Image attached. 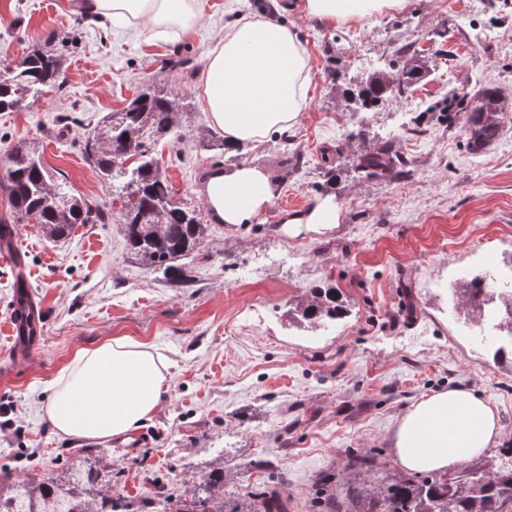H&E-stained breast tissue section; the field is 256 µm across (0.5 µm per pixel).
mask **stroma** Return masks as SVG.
<instances>
[{"label":"stroma","mask_w":512,"mask_h":512,"mask_svg":"<svg viewBox=\"0 0 512 512\" xmlns=\"http://www.w3.org/2000/svg\"><path fill=\"white\" fill-rule=\"evenodd\" d=\"M254 2L203 0L196 33L172 43L122 21L101 23L84 6L65 13L54 0H0V60L41 47L60 55L65 70L61 89L0 112V167L15 142H31L75 195L116 216L122 202L84 142L157 81L188 103L181 140L156 148L175 202L206 214L199 173L238 164L261 167L274 187L254 223H210L184 260V288L147 269L116 220L77 225L56 242L38 225H18L28 283L46 317L33 359L18 362L7 334L14 271L0 259V402L14 406L10 428L0 430V464L48 477L61 460L81 468L105 447L116 495L144 497L157 480L177 496L220 465L225 497L274 487L288 512H315L325 475L337 490L362 481L346 468L350 455L401 474L398 419L452 387L496 409L500 434L490 455L512 448V357L496 353L512 322L500 315V300L469 304L460 296L473 277L512 268V0H404L335 27L292 0H267V17L308 49L307 106L264 144L221 152L211 147L216 128L199 76L224 30L239 16H258ZM404 46L423 51L428 75L377 106L353 101L351 90L368 76L402 67ZM173 58L183 67L171 68ZM485 87L500 93L504 118L497 140L474 153L464 119L448 124L427 108L448 90ZM416 126L423 134H413ZM387 138L409 177L360 178L357 157ZM290 149L305 161L296 173L284 164ZM328 198L337 223H291ZM327 285L339 288L346 317L327 325L297 316V302ZM408 292L412 322L402 310ZM117 337L171 362L165 397L134 451L116 438L62 436L46 413L50 382L75 351Z\"/></svg>","instance_id":"stroma-1"}]
</instances>
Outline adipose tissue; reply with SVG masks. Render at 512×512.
<instances>
[{
	"mask_svg": "<svg viewBox=\"0 0 512 512\" xmlns=\"http://www.w3.org/2000/svg\"><path fill=\"white\" fill-rule=\"evenodd\" d=\"M403 0H302L311 18L333 26L401 6ZM95 12L133 22L164 39L193 34L199 0H93ZM309 54L286 26L239 17L210 50L200 75L203 106L224 132L226 149L260 145L294 124L307 104ZM206 195L223 223L254 222L272 199L265 173L239 166L215 176ZM168 358L154 347L115 338L75 353L53 379L48 416L58 434L120 437L150 420L167 391ZM500 428L488 402L465 389L438 392L399 420L394 448L410 472H446L481 458Z\"/></svg>",
	"mask_w": 512,
	"mask_h": 512,
	"instance_id": "adipose-tissue-1",
	"label": "adipose tissue"
}]
</instances>
